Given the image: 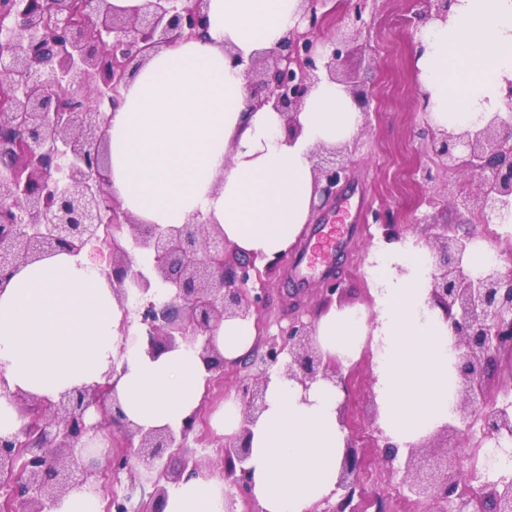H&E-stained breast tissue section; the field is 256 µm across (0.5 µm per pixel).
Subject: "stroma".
Here are the masks:
<instances>
[{"label": "stroma", "mask_w": 512, "mask_h": 512, "mask_svg": "<svg viewBox=\"0 0 512 512\" xmlns=\"http://www.w3.org/2000/svg\"><path fill=\"white\" fill-rule=\"evenodd\" d=\"M357 2L331 0L324 30L346 33L348 44L339 60L338 73L368 95L370 110L343 153L348 182L334 201L315 207L310 222L349 223L357 218L367 231L338 252L333 278L343 291L333 297L323 291L322 276L312 275L304 283L292 277L290 268L297 250H290L274 267L255 260L259 275L251 285L265 289L267 294V303L257 316L265 339L276 336L294 320L315 322L336 302L371 309L367 267L372 250L386 240L381 226L372 220L377 211L386 212L391 222L398 224L402 237H416L427 248L433 243L434 224L451 225L458 234L484 240L498 253L501 269L512 268V226L483 219L474 204L479 195L477 178L443 169L423 151L430 122L421 109L414 67L415 45L409 33L415 10L410 0H368L364 18L369 27L359 33L347 28ZM426 168L432 169L434 181L422 180L421 172ZM464 198L471 199L470 208L461 206ZM426 215L433 216V224L423 223ZM372 365L373 353L367 348L351 365L338 369L344 381L342 412L352 429V444L364 456L365 466L356 478L353 494L337 490L335 499L319 504V512H335L338 499L344 497L350 498L356 512H436L435 503L417 502L408 491L403 470L389 469L381 462L383 437L377 431ZM256 373V358L252 355L226 365L200 405L197 432L188 438L186 454L198 458L213 475L222 472L223 441L212 431L210 417L225 398H242L244 385L252 383ZM425 442L447 447L449 457L459 458L466 474L475 470L478 449L488 445L476 425L464 442L434 434Z\"/></svg>", "instance_id": "1"}]
</instances>
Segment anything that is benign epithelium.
<instances>
[{
	"label": "benign epithelium",
	"mask_w": 512,
	"mask_h": 512,
	"mask_svg": "<svg viewBox=\"0 0 512 512\" xmlns=\"http://www.w3.org/2000/svg\"><path fill=\"white\" fill-rule=\"evenodd\" d=\"M302 29L292 30L273 51L243 63L249 88L261 105L284 117V131L298 133L297 115L320 73L338 81L337 62L346 36L320 37L329 0H304ZM29 0H11L0 6V89L10 97L0 104V281L18 267L57 252L79 253L89 243L106 246L109 268L101 271L116 296L145 329L151 346H168L180 338L203 343L205 358L214 371L224 370V359L210 335L226 318H246L262 309L266 292L250 294L246 285L255 266L250 260L229 265L224 234L219 225L199 220L164 228L140 224L112 197L104 174V106L116 107L128 79L151 52L179 38L207 34L206 0H149L147 9L132 15L112 11L109 0H49L43 11L28 8ZM421 15L446 18L451 0H415ZM425 151L441 165L466 170L480 180V208L495 215L512 207V139L498 119L477 131L457 135L436 131ZM314 170L319 194L327 203L346 179L339 150L322 148ZM148 250L153 275L133 267L128 248ZM469 239L437 225L432 254V302L442 308L455 334L460 425L442 432L463 440L471 420L481 422L483 437L512 436V405L497 406L484 399L499 353H512V270L497 267L479 276L465 268ZM169 289L166 301L147 299L151 280ZM285 374L301 385L319 377L336 379L312 346L311 325L294 321L271 338L260 357L253 384L243 388L244 423L265 408L268 370L283 357ZM24 418L20 430L0 437V475L8 481L0 512H45L70 490L87 485V473L76 453L77 445L120 423L121 410L112 386L79 388L55 401L13 396ZM100 414L86 422L89 409ZM198 415L189 417L179 432L168 428L146 432L121 426L126 447L134 454H114L108 462L114 483L131 472L132 457L149 464L182 451L194 433ZM139 437L133 444L132 438ZM249 430L223 449L224 481L243 499L248 470ZM364 466L347 444L339 485ZM405 470L408 490L425 501L445 502L455 512H512V478L485 481L474 488L448 458L423 445L411 446ZM166 490L131 506V495L112 491L108 509L114 512H163ZM236 494V495H238ZM236 495L228 494L225 512H237Z\"/></svg>",
	"instance_id": "7a95c632"
}]
</instances>
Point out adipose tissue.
<instances>
[{"mask_svg":"<svg viewBox=\"0 0 512 512\" xmlns=\"http://www.w3.org/2000/svg\"><path fill=\"white\" fill-rule=\"evenodd\" d=\"M301 13V0H208L205 38L178 40L134 72L106 112V173L139 223L176 227L200 213L239 254L268 262L297 242L316 199L312 152L351 141L361 112L344 85L322 81L302 103L300 134L287 137L280 112L256 104L232 58L275 49ZM420 41L414 65L432 126L458 134L496 117L512 133V0H453L447 19L425 20ZM91 253L45 257L0 285V437L24 422L16 392L54 400L108 382L125 422L145 431L180 430L200 407L211 376L201 347L154 349L146 335L129 336L126 307L102 274L107 261ZM370 261L372 315L329 307L314 335L324 358L344 366L371 348L377 422L400 455L455 413V339L430 300L424 247L388 242ZM257 336L254 318H231L213 343L235 361ZM342 398L333 381L303 386L276 369L253 423L237 399L225 400L212 428L229 438L249 427L248 492L260 512H313L335 498ZM226 491L202 470L170 488L163 512H224Z\"/></svg>","mask_w":512,"mask_h":512,"instance_id":"obj_1","label":"adipose tissue"}]
</instances>
